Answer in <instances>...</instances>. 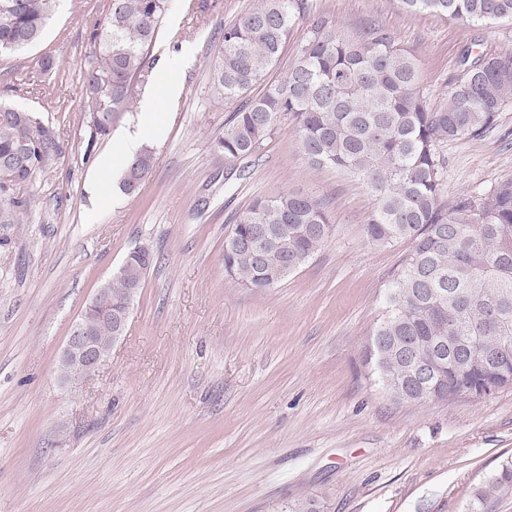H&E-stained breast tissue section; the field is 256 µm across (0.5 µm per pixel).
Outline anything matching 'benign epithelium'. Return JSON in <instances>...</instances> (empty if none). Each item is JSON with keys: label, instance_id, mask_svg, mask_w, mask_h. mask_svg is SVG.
<instances>
[{"label": "benign epithelium", "instance_id": "obj_1", "mask_svg": "<svg viewBox=\"0 0 512 512\" xmlns=\"http://www.w3.org/2000/svg\"><path fill=\"white\" fill-rule=\"evenodd\" d=\"M132 306L131 302L127 304L114 324L112 335L106 340L94 335L83 319L73 322L59 358V364L67 368V372L59 376L62 387L79 388L93 379V374L110 358L113 348L122 339Z\"/></svg>", "mask_w": 512, "mask_h": 512}]
</instances>
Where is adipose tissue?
<instances>
[{
    "mask_svg": "<svg viewBox=\"0 0 512 512\" xmlns=\"http://www.w3.org/2000/svg\"><path fill=\"white\" fill-rule=\"evenodd\" d=\"M175 91L174 77L170 69H162L156 93L148 94L140 102V115L133 128L116 133L112 138V148L104 152L98 160L100 190H107L109 182L122 173L124 161L137 155L149 139L160 137L163 131L158 122L164 100Z\"/></svg>",
    "mask_w": 512,
    "mask_h": 512,
    "instance_id": "ef3b65f1",
    "label": "adipose tissue"
}]
</instances>
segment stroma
<instances>
[{
  "mask_svg": "<svg viewBox=\"0 0 512 512\" xmlns=\"http://www.w3.org/2000/svg\"><path fill=\"white\" fill-rule=\"evenodd\" d=\"M261 0H170L149 52L178 91L139 190L96 200L82 69L112 0H60L41 39L0 57V102L38 112L64 152L19 191L22 223L0 224V512H470L512 459V388L451 403L394 404L364 345L406 248L368 245L373 198L337 168H310L290 120L244 175L224 180L212 141L233 110L211 83L225 24ZM354 38L387 29L420 61L430 105L464 51L512 53V21L406 15L398 0H309ZM51 59L44 68L42 59ZM445 197L512 178V105L482 138L445 144ZM282 191L331 202L321 251L276 288L224 274L231 217ZM159 254L127 331L92 381L60 388L59 353L98 286L134 247Z\"/></svg>",
  "mask_w": 512,
  "mask_h": 512,
  "instance_id": "stroma-1",
  "label": "stroma"
}]
</instances>
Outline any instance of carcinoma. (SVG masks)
I'll return each mask as SVG.
<instances>
[{"label": "carcinoma", "instance_id": "1", "mask_svg": "<svg viewBox=\"0 0 512 512\" xmlns=\"http://www.w3.org/2000/svg\"><path fill=\"white\" fill-rule=\"evenodd\" d=\"M412 16L428 13L466 23L512 19V0H400ZM168 0H112L107 19L92 35L83 70L89 142L105 137L112 121L132 111L134 85L151 77L149 49ZM56 0H0V56L33 46L54 13ZM310 13L308 0H262L255 10L224 26L222 49L211 66L212 87L236 108L212 142L224 157V179L239 178L289 119L312 168L337 167L367 186L374 204L363 228L375 247L407 245L385 294L384 315L367 341L375 382L397 404L452 402L465 389L482 396L491 386L512 387V179L481 194L444 198V143L482 136L512 103V54L465 55L447 101L428 103L417 57L380 26L354 41L336 23L312 22L309 36L286 78L249 97L276 63L292 30ZM63 154L58 130L40 115L0 104V164L15 166L0 181V224H16L28 200L14 194ZM152 151L126 165L121 188L137 192L149 174ZM334 225L328 201L282 191L255 200L224 239V272L247 288L265 292L311 261ZM159 256L149 246L129 251L123 267L101 287L122 308L143 287ZM412 355L430 359L440 341L461 361L462 344L495 354L503 374L476 369L436 373V396L407 378ZM512 496V460L475 493L477 507ZM288 512H325L309 497Z\"/></svg>", "mask_w": 512, "mask_h": 512}]
</instances>
